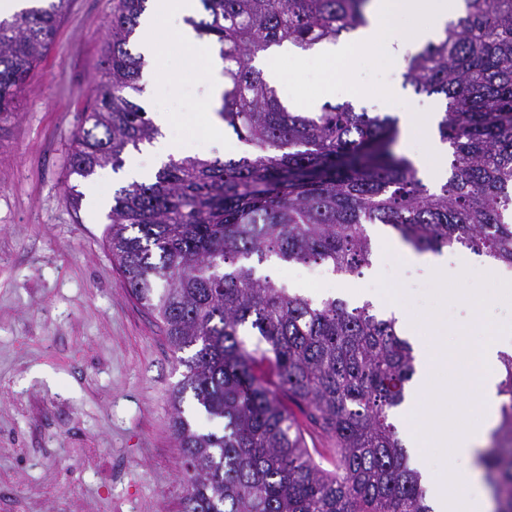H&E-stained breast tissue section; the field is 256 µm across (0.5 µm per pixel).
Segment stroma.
<instances>
[{"instance_id": "obj_1", "label": "stroma", "mask_w": 512, "mask_h": 512, "mask_svg": "<svg viewBox=\"0 0 512 512\" xmlns=\"http://www.w3.org/2000/svg\"><path fill=\"white\" fill-rule=\"evenodd\" d=\"M112 0H70L55 40L0 128V512H180L184 468L171 427L182 369L150 313L129 295L106 249V212L90 192L100 175H71L69 158L100 79ZM167 83L144 89L146 112H173L172 137L213 155L202 65L186 67L177 42ZM394 111L441 112L402 71H387ZM84 200L71 206L65 185ZM315 299L346 298L355 281L323 267H275ZM429 332L428 316L465 329L469 304L439 307L426 269L397 257L364 271Z\"/></svg>"}]
</instances>
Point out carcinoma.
Wrapping results in <instances>:
<instances>
[{
    "label": "carcinoma",
    "mask_w": 512,
    "mask_h": 512,
    "mask_svg": "<svg viewBox=\"0 0 512 512\" xmlns=\"http://www.w3.org/2000/svg\"><path fill=\"white\" fill-rule=\"evenodd\" d=\"M147 2L112 0L105 81L70 160L81 178L122 168L158 135L135 99ZM200 2L202 17L186 22L220 46L217 114L248 150L171 159L121 187L105 236L173 352L192 351L177 357L185 372L171 399L181 512H432L395 424L417 373L397 320L368 302L314 300L261 266L274 257L358 277L371 263L367 224L418 252L462 246L512 266V0H465L464 15L408 61L405 83L445 99L437 131L449 176L433 190L397 151L395 118L349 102L292 112L252 65L273 47L310 50L367 26L371 0ZM67 3L0 20V131ZM501 361L500 421L478 466L497 512H512V355ZM188 395L217 427L194 425ZM308 427L333 447H309Z\"/></svg>",
    "instance_id": "cac0c4a2"
}]
</instances>
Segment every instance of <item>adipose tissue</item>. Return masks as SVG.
Returning a JSON list of instances; mask_svg holds the SVG:
<instances>
[{"instance_id": "obj_1", "label": "adipose tissue", "mask_w": 512, "mask_h": 512, "mask_svg": "<svg viewBox=\"0 0 512 512\" xmlns=\"http://www.w3.org/2000/svg\"><path fill=\"white\" fill-rule=\"evenodd\" d=\"M198 2L154 0L142 22L144 54L151 65H158L172 39L184 48L187 60L195 59L198 40L185 19L197 13ZM401 126L408 133L421 132L427 140L426 153L413 158L424 181H447L448 147L438 137L433 113L405 114ZM377 234L381 258L395 255L435 274V296L440 303L464 298L459 283L468 272L491 283L498 300L512 303V268L472 253L459 254L453 261L444 251L418 254L406 248L386 228H378ZM468 300V325L471 335L477 338L472 345L451 341L452 330L444 324L433 334H423L401 305L393 300L385 303L386 310L395 315L414 345L418 374L412 398L428 402L419 426L407 432V446L426 479L433 512H493L494 509L490 496L477 484L473 471L465 473L470 491L462 496L456 488V471H439L429 460L430 450L444 448L455 458L471 461L487 432L493 428L501 402L498 393L500 356L512 354V323L500 325L493 334L482 336L484 300L477 295ZM469 357L477 361L474 371L477 385L473 388L462 384L455 371L457 361ZM472 395L478 397L481 409L467 422L457 407Z\"/></svg>"}]
</instances>
